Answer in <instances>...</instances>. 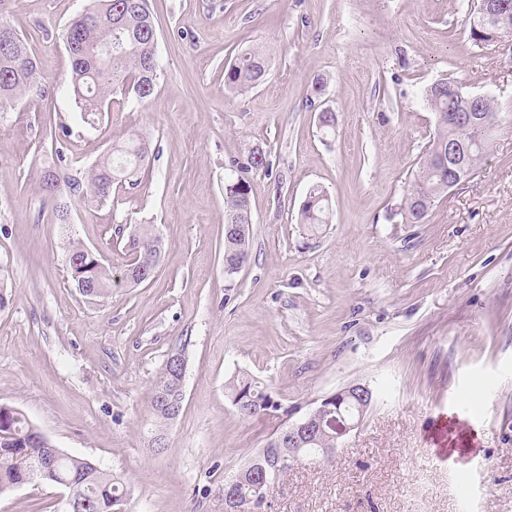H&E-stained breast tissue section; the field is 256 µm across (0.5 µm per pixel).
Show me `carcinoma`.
<instances>
[{
  "label": "carcinoma",
  "instance_id": "cac0c4a2",
  "mask_svg": "<svg viewBox=\"0 0 512 512\" xmlns=\"http://www.w3.org/2000/svg\"><path fill=\"white\" fill-rule=\"evenodd\" d=\"M112 18L111 37H119L123 50L112 57V64L100 65L92 56L96 45L106 38V28L98 22L100 17ZM470 39L484 46H491L506 35V31L493 24L468 19ZM67 50L71 60V80L74 101L83 118L104 111L112 96L120 94L138 102L148 100L158 81L156 60V26L148 6V0H92L81 14L74 17L65 33ZM266 73V59L261 50L253 48L224 69L225 85L238 93L246 92L262 83ZM37 83V63L28 51L26 43L16 30L10 37L0 39V106L21 98ZM450 82L443 79L425 91V101L434 114L464 111L462 98L468 93L457 89L448 93ZM475 121L464 123H440L426 150L425 159L412 173L410 187L400 207L404 224H423L434 208L437 199L448 191L440 184L437 174L439 152L448 147V140L459 143L465 151L470 173H475L488 147L487 136L491 121L496 118V106L487 97L478 99L473 108ZM148 156V145L143 137L132 138L122 146L112 148V153L90 166L84 180H62L55 172L43 174V190L53 200L63 189L103 203L112 196V185L138 183V174ZM250 185L241 176H229L224 180V259L249 258L251 223L243 215L250 200ZM329 203L324 190L313 188L306 196L299 211L301 224H326L329 219ZM133 257L126 264L131 274L127 283L140 284L137 274L141 260L151 254H161L162 241L143 229L134 236ZM84 245L76 242L69 252L77 254L80 263H69L73 280L86 283L105 296L112 288V269L94 256L82 253ZM178 371L172 362L165 363L152 391V409L155 416V436H165L166 426L174 419L159 397L177 390ZM229 395L238 413L244 418L270 416L281 409L266 389L242 376L229 385ZM40 431L16 409L0 406V493L31 482L34 476L32 464L47 449L40 441ZM42 481L57 485L68 492H75L90 501L91 512H122L124 489L114 475L87 459L70 454L58 461L55 473ZM236 512H258L247 486L238 489Z\"/></svg>",
  "mask_w": 512,
  "mask_h": 512
}]
</instances>
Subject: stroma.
Masks as SVG:
<instances>
[{
	"label": "stroma",
	"mask_w": 512,
	"mask_h": 512,
	"mask_svg": "<svg viewBox=\"0 0 512 512\" xmlns=\"http://www.w3.org/2000/svg\"><path fill=\"white\" fill-rule=\"evenodd\" d=\"M90 0H0L38 61L35 88L0 108V405L121 478L125 512H224V482L269 437L355 383L373 402L335 457L301 460L264 512H512V41L478 47L476 0H149L160 79L143 104L114 95L85 123L65 48ZM265 82L237 93L224 69L250 48ZM450 79L495 100L484 162L427 223L396 219L435 133L423 91ZM324 91H316V84ZM336 115L322 132L313 102ZM135 134L137 185L111 201L49 200ZM267 167L251 168L254 152ZM251 188L245 267L224 273V179ZM328 223H299L309 190ZM68 209L59 221L57 206ZM163 242L154 276L123 281L135 229ZM112 267L91 301L71 242ZM184 352V400L153 447L152 389ZM282 413L245 419L234 376ZM33 481L0 512H65Z\"/></svg>",
	"instance_id": "1"
}]
</instances>
